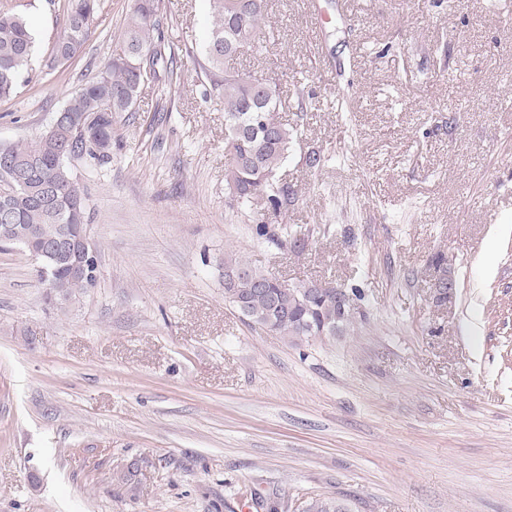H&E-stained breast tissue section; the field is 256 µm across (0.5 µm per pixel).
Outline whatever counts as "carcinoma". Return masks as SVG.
Returning a JSON list of instances; mask_svg holds the SVG:
<instances>
[{"label":"carcinoma","instance_id":"carcinoma-1","mask_svg":"<svg viewBox=\"0 0 512 512\" xmlns=\"http://www.w3.org/2000/svg\"><path fill=\"white\" fill-rule=\"evenodd\" d=\"M211 26L200 50L186 49L202 73L203 100L217 98L224 103L227 136L224 158L228 165L227 185L235 187L236 199L250 203L266 197L276 212L288 210L294 191L277 179L287 160L299 129L280 121L279 94L269 97L255 90L252 77L224 65L244 53L263 50L264 14L268 0H208ZM66 23L52 52L49 68L74 57L86 42L100 0H63ZM164 0H136L119 38V48L101 70L89 78L62 106L73 123L96 129L92 136L67 138L44 130L32 140L0 144V183L12 181L17 189L10 201L14 229L0 236V245H11L38 227L51 235L57 224H80L89 220L87 194L74 174L72 161L101 167L112 160V121L122 114L132 119L135 104L145 82L158 70L174 73L179 48L162 47L161 16ZM35 37L16 13H0V101L13 99L20 78L27 71L34 52ZM268 130L263 139L248 129L252 119ZM16 158L34 162V168L20 172L11 166ZM52 288L47 298L68 299L76 292L95 286L96 278H84L72 268L70 259L54 263ZM224 272L234 278L224 280L228 299L249 324L285 336L299 344L311 336L344 334L356 319L355 307L336 305V298L315 283L289 286L276 275L228 255ZM304 512H349L348 506L333 497L315 496Z\"/></svg>","mask_w":512,"mask_h":512}]
</instances>
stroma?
<instances>
[{
  "label": "stroma",
  "instance_id": "1",
  "mask_svg": "<svg viewBox=\"0 0 512 512\" xmlns=\"http://www.w3.org/2000/svg\"><path fill=\"white\" fill-rule=\"evenodd\" d=\"M60 2L0 0L36 40L0 143L43 130L135 5L102 0L51 69ZM338 2L269 0L273 38L229 62L276 76L300 127L287 212L232 201L224 106L183 56L113 124L111 162L75 165L97 286L48 303L29 253L0 248V512H512V0ZM165 4V41L200 43L207 0ZM231 253L360 288L354 330L252 327L224 297Z\"/></svg>",
  "mask_w": 512,
  "mask_h": 512
}]
</instances>
